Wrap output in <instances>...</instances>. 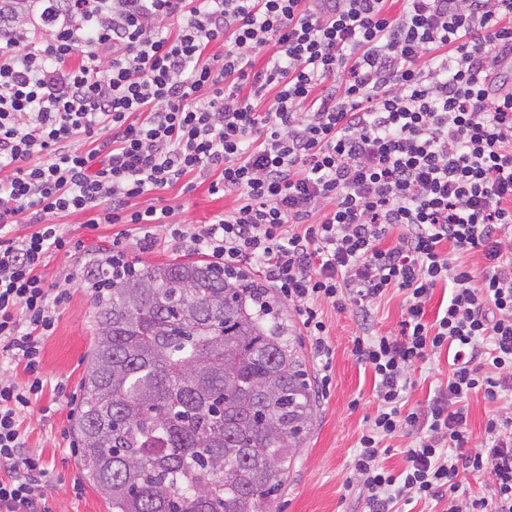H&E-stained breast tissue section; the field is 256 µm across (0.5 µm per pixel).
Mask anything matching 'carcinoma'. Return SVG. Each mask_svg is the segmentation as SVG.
I'll return each instance as SVG.
<instances>
[{
    "mask_svg": "<svg viewBox=\"0 0 512 512\" xmlns=\"http://www.w3.org/2000/svg\"><path fill=\"white\" fill-rule=\"evenodd\" d=\"M97 294L73 432L110 512H269L316 392L271 289L186 259L115 267Z\"/></svg>",
    "mask_w": 512,
    "mask_h": 512,
    "instance_id": "obj_1",
    "label": "carcinoma"
}]
</instances>
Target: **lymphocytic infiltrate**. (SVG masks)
<instances>
[{"instance_id": "1", "label": "lymphocytic infiltrate", "mask_w": 512, "mask_h": 512, "mask_svg": "<svg viewBox=\"0 0 512 512\" xmlns=\"http://www.w3.org/2000/svg\"><path fill=\"white\" fill-rule=\"evenodd\" d=\"M400 3L10 0L0 12V351L28 375L0 379V512H52L22 417L69 300L39 270L83 248L54 222L70 213L137 226L145 251L163 228L224 268H256L300 317L325 390L322 308L352 306V353L378 401L354 458L368 512L436 498L448 512H512V410L474 448L465 405L512 390V79L500 70L512 0ZM79 134L92 149L71 147ZM192 173L233 208L196 226L134 207ZM23 213L37 231L4 237ZM469 251L483 267L457 262ZM440 286L448 304L431 319ZM393 290L397 335L369 334ZM444 351L447 383L408 407L415 367ZM399 434L412 443L395 473L383 441ZM469 475L487 476L481 494L464 490Z\"/></svg>"}]
</instances>
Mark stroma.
Listing matches in <instances>:
<instances>
[{
  "mask_svg": "<svg viewBox=\"0 0 512 512\" xmlns=\"http://www.w3.org/2000/svg\"><path fill=\"white\" fill-rule=\"evenodd\" d=\"M209 184V179L197 178L192 190L177 185L151 192L139 197L137 205H168L182 222L203 224L232 205L231 197L211 194ZM85 220L82 214L58 217L62 230L81 239L85 248L73 256L51 254L40 270L46 287L67 291L70 298L53 334L42 344L44 393L23 418L27 444L41 453L48 469L44 490L53 512H110L105 500L83 481L78 457L69 451L75 441L72 425L82 401L96 313L86 273L121 230L117 224L89 228ZM324 319L333 350L332 388L327 396L317 399L313 428L274 499V512L363 510L351 488L356 481L352 460L359 438L377 410L373 376L352 354L359 334L352 309L325 306ZM449 369L444 353L419 364L413 372L415 385L408 395L409 406L425 403L446 382Z\"/></svg>",
  "mask_w": 512,
  "mask_h": 512,
  "instance_id": "1",
  "label": "stroma"
}]
</instances>
